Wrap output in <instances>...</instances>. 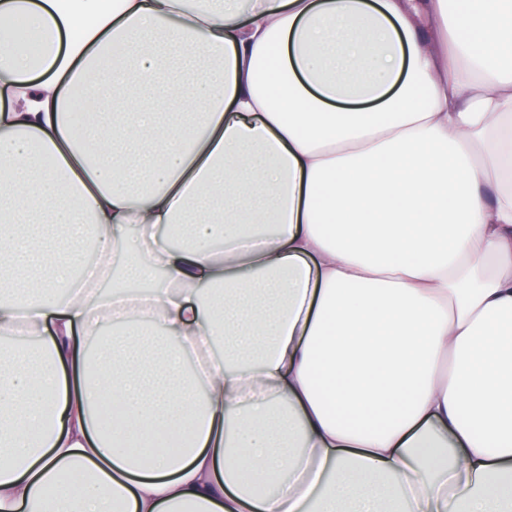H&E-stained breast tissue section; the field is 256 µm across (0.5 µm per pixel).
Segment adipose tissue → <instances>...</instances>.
<instances>
[{
  "mask_svg": "<svg viewBox=\"0 0 512 512\" xmlns=\"http://www.w3.org/2000/svg\"><path fill=\"white\" fill-rule=\"evenodd\" d=\"M16 16L0 512H512V0Z\"/></svg>",
  "mask_w": 512,
  "mask_h": 512,
  "instance_id": "obj_1",
  "label": "adipose tissue"
}]
</instances>
